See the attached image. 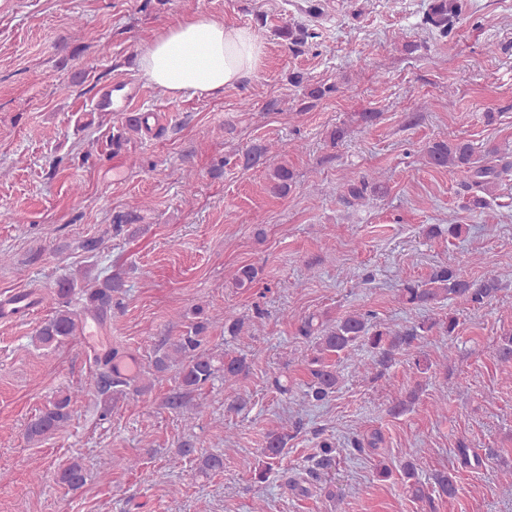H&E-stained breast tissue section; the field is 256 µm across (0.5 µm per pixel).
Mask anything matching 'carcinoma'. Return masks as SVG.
Wrapping results in <instances>:
<instances>
[{
    "label": "carcinoma",
    "instance_id": "obj_1",
    "mask_svg": "<svg viewBox=\"0 0 512 512\" xmlns=\"http://www.w3.org/2000/svg\"><path fill=\"white\" fill-rule=\"evenodd\" d=\"M468 0H429L427 9L420 18V26L436 31L442 36L448 35L454 24L465 13ZM288 48L303 53L313 47L316 33L307 26L292 23L276 31ZM288 82L303 91V96L311 102L321 101L338 91L334 83H313L304 73L293 71L288 74ZM499 156V150H478L473 143L465 140H433L424 148L426 164L436 170L450 173L464 172L469 181L465 188L471 192L466 198L465 207L470 211H480L490 205L489 197L497 187L502 174L512 168L509 164L498 166L493 159ZM273 157V145L269 142H255L239 154V162L245 169L264 166L267 168V188L275 196L285 197L294 184V173L288 162L269 164ZM336 198L347 205H353L370 196L382 197L387 187L373 173H366L336 184ZM466 232L464 224H450L444 228L432 225L428 228L431 237L446 234L458 239ZM259 270L253 265L238 267L233 275L234 285L238 288L249 287L258 278ZM124 288V281L118 275L103 277L91 276L87 270L61 276L55 287L44 300L52 309V314L39 326L37 340L44 345L60 344L83 333L84 315L91 314L103 321L112 314V306L117 304V296ZM501 290V283L494 271L489 270L482 279L471 281L462 270L451 265L436 268L428 279L403 280L398 288L397 299L404 305L431 310L445 300L463 304L468 308L480 309L495 298ZM189 321L177 340L167 344L154 358L152 367L157 374L172 367H178L179 392L168 400L173 409L186 406L185 398L214 384L216 379L224 385H236L238 377L246 370L247 362L243 356L214 354L202 348L204 333L210 325L220 319L224 321V334L234 338L245 335V321L242 318L223 316L218 318L208 314L201 306L191 311ZM458 327L453 316L429 318L406 331H400L387 324L372 323L369 312L354 311L336 320L323 319L310 315L301 320L297 328L298 335L312 344L311 357L308 359L311 380L306 396L313 401H323L333 394L338 383V375L332 358L349 351L356 346H367L377 350L382 358L389 359L394 351L410 353L411 341L416 336L438 331L443 335H454ZM119 351L110 347L94 354L96 372L91 385L97 395V403L102 412L112 408V401L127 400L134 402L148 386L128 389V383L112 375V361ZM74 400L70 394L58 395L47 407L39 412L27 424L25 434L30 441H39L65 428L70 421ZM288 442V434L270 431L266 436L265 448L261 449V467L255 473V479L262 482L282 456ZM314 465L324 469L331 465L336 448L323 441ZM224 468V455L216 452L199 458L198 471L202 474L216 472ZM406 478V488L417 501L433 506V494L451 498L456 493L455 475L448 471H438L432 475L431 485L426 486L419 479L420 461L416 458L402 467ZM55 481L69 489L77 490L84 485L85 475L81 463L77 460L58 471Z\"/></svg>",
    "mask_w": 512,
    "mask_h": 512
}]
</instances>
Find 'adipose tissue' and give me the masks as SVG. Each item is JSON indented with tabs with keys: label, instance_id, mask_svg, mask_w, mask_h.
<instances>
[{
	"label": "adipose tissue",
	"instance_id": "1",
	"mask_svg": "<svg viewBox=\"0 0 512 512\" xmlns=\"http://www.w3.org/2000/svg\"><path fill=\"white\" fill-rule=\"evenodd\" d=\"M264 56L250 28L195 14L142 47L139 70L168 96L217 97L256 77Z\"/></svg>",
	"mask_w": 512,
	"mask_h": 512
}]
</instances>
